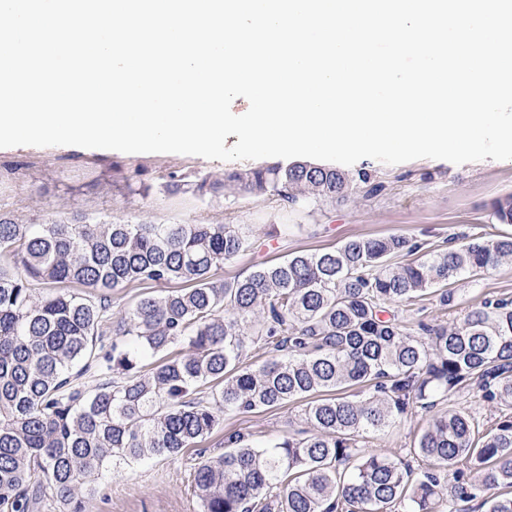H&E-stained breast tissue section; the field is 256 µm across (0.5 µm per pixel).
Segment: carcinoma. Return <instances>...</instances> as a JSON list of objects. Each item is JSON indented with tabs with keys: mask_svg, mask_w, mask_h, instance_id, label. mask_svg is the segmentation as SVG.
<instances>
[{
	"mask_svg": "<svg viewBox=\"0 0 512 512\" xmlns=\"http://www.w3.org/2000/svg\"><path fill=\"white\" fill-rule=\"evenodd\" d=\"M382 185L361 168L296 161L224 172L195 189L226 197L275 195L295 207L345 200ZM512 224V196L494 204ZM253 240L229 224H15L0 217V512L58 502L90 512L106 472L175 457L220 425L317 396L304 409L315 433L256 445L240 434L197 463L203 512H512V301H482L451 323L411 332L389 304L432 293L512 262V234L451 237L431 250L392 234L256 266L230 282L213 272ZM410 255L394 265L391 259ZM133 281L188 288L136 302L111 330L108 293ZM75 284L85 294L45 292ZM184 343L189 353L155 358ZM252 346L270 356L244 365ZM366 384L373 393L338 397ZM212 401L191 398L201 386ZM493 403L480 421L466 408L432 418L409 454H369L361 441L413 408L463 393Z\"/></svg>",
	"mask_w": 512,
	"mask_h": 512,
	"instance_id": "1",
	"label": "carcinoma"
}]
</instances>
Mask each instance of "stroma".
<instances>
[{
    "label": "stroma",
    "mask_w": 512,
    "mask_h": 512,
    "mask_svg": "<svg viewBox=\"0 0 512 512\" xmlns=\"http://www.w3.org/2000/svg\"><path fill=\"white\" fill-rule=\"evenodd\" d=\"M383 189L345 200L289 209L286 202L247 193L227 199L194 192L192 183L223 177L225 169L245 168L174 153L126 154L77 146L0 148V214L18 224H244L255 240L252 250L224 263L216 279L231 281L253 266L300 253L335 249L359 237L403 235L426 246H447L450 237H495L511 231L498 223L496 200L512 195V160L456 165L418 159L387 165L362 159ZM455 306L441 310L434 296L414 305L396 304L410 324L452 321L484 299H512V263L475 278L457 280ZM300 403L224 414L219 427L182 455L121 468L95 481L92 512H201L193 472L201 457L223 452L228 434L255 443L285 435L304 438L311 429ZM430 413L416 410L391 428L367 435L366 452L406 456L427 427Z\"/></svg>",
    "instance_id": "35a3bbf8"
}]
</instances>
